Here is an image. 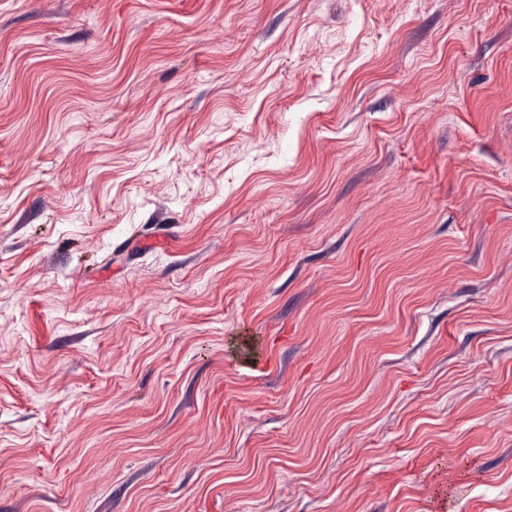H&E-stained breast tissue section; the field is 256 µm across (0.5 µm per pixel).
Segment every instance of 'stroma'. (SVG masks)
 Wrapping results in <instances>:
<instances>
[{"instance_id":"obj_1","label":"stroma","mask_w":512,"mask_h":512,"mask_svg":"<svg viewBox=\"0 0 512 512\" xmlns=\"http://www.w3.org/2000/svg\"><path fill=\"white\" fill-rule=\"evenodd\" d=\"M0 512H512V0H0Z\"/></svg>"}]
</instances>
